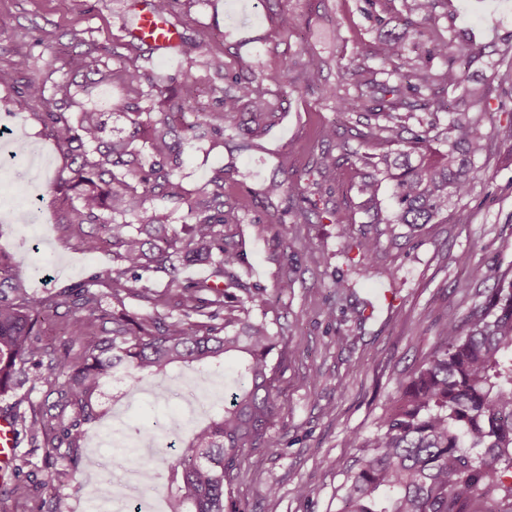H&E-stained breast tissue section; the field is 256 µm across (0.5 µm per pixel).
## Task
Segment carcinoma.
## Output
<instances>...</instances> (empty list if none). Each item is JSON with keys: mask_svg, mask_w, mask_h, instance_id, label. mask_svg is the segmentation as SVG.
Here are the masks:
<instances>
[{"mask_svg": "<svg viewBox=\"0 0 512 512\" xmlns=\"http://www.w3.org/2000/svg\"><path fill=\"white\" fill-rule=\"evenodd\" d=\"M436 4L410 0L407 8L426 23ZM461 48L440 36L433 39L429 55L446 61ZM179 51L192 65L200 45L184 35ZM378 54L395 63V82L379 81L353 62L339 63L341 82L355 87L356 97L341 94L334 85L322 84L320 91L340 115L375 103L364 113L368 135L402 149L376 161L357 152L346 160L369 165L393 182L397 209L386 219L374 213L373 223L414 230L435 223L469 195L473 158L488 142L504 136L512 158V129L503 135L484 123L481 113L488 112L490 92L470 91L469 111L451 113L441 129L448 151L438 159L428 157L424 148L448 102L434 101L433 119L418 121L406 139L403 132L417 107L411 97L437 82L455 88L461 76L451 65L432 72L419 59L405 56L395 41ZM204 65L218 82L216 112L196 107V83L186 72L179 78L160 77L128 66L125 56L105 46L69 54L64 61L69 73L92 84L119 81L127 87L122 111L130 130L115 138L106 135L105 113L96 107L72 111L84 86L73 91L71 84H63L49 95L39 78L17 84L19 97L42 106L41 123L69 160L67 175L53 178L40 199L66 213L65 227L86 252H112V267L39 296L29 292L0 251V413L12 411L9 400L25 384L46 387L39 410L21 422L31 440L65 449L69 465L51 470V479L79 470L96 472L99 461L82 452L81 442L87 425L99 418L96 398L106 381L119 373L134 391L150 378L163 397L169 392L167 368L194 364L205 370L233 359L234 379L224 392L222 412L195 428L178 456L167 457L153 429L138 432L139 442L152 445L149 459L136 448H124L119 456L140 465H164L171 512H244L231 497L234 471L247 449L278 446L269 428L278 409L271 354L279 336L266 315H253L264 311L267 293L242 280L234 234L224 232V226L237 223L239 209L224 192V171L192 192L180 169L191 140L222 145L231 130L238 149H249L276 122L278 102L262 96L254 80L230 73L223 58L210 56ZM296 66L287 60L260 79L293 85ZM264 194L288 195L296 202L294 223L308 220L311 201L297 182L271 181ZM179 209L187 210L189 223L177 230L166 221L167 211ZM132 216L139 225L128 223ZM353 247L363 277L365 261L377 252L379 240L364 234ZM197 264L208 266L210 274L183 280V270ZM157 274L168 278L161 290L155 287ZM130 298L153 305L154 312L131 315L124 310ZM64 304L70 305L69 336L88 335L91 317L111 324L87 341L76 361L67 348L45 340L41 329V319ZM354 440L363 455L347 477L341 512H512V278L501 277L462 320L443 324L377 430Z\"/></svg>", "mask_w": 512, "mask_h": 512, "instance_id": "obj_1", "label": "carcinoma"}]
</instances>
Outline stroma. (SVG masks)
Instances as JSON below:
<instances>
[{
    "mask_svg": "<svg viewBox=\"0 0 512 512\" xmlns=\"http://www.w3.org/2000/svg\"><path fill=\"white\" fill-rule=\"evenodd\" d=\"M132 0H0V14L11 15V28L0 31V126L14 129L19 144L36 149L49 164L39 183L19 189L16 172L24 155L0 151V250L9 254L16 273L37 292L68 288L91 274L111 267L108 253H85L66 232L60 212L43 208L40 225L19 226L6 209L21 212L29 195L40 194L67 166L66 157L46 136L39 120L41 107L19 102L13 71L18 54L30 61V76L55 85L66 81L64 55L74 50V37L122 48L132 15ZM293 14L297 25L282 31L279 18ZM404 0H179L174 19L193 35L203 55L223 57L227 67L242 76L277 71L288 58L300 63L295 89L280 92L279 121L255 147L236 151L231 146L186 145L183 175L194 189L216 172L224 188L239 202L237 231L243 242V275L252 285L274 293L267 319L283 340L274 352L279 412L270 427L278 444L249 449L234 472L233 497L247 512H340L343 485L360 457L354 439L374 433L397 394L400 382L435 343L449 318H463L469 307L512 271V163L503 155L504 138L489 142L475 160L468 197L446 220L423 225L414 232L390 233L379 225L380 246L367 275H358L347 254L351 239L366 229L367 209L389 217L397 208L389 181L379 180L375 198L357 190L366 166L350 167L343 155L353 150L366 156L383 148L367 138L364 122L337 120L333 104L314 94L313 83L334 79L337 61H355L385 79L390 66L378 56L380 44L399 39L406 51L432 37L463 36L473 52L458 53L454 63L461 75L457 88L436 84L422 99L448 98L463 109L467 89L498 83L505 70L501 49H512V0H439L432 20L418 27L407 23ZM130 64L158 75L190 71L199 87L198 101L215 110L210 74L188 66L183 57H147L131 53ZM335 123L336 139L323 141L321 129ZM326 161L328 176L315 172ZM293 172L307 196L317 205L310 223L294 224L287 196L266 197L262 189L283 171ZM290 223L294 232L287 247L277 246L276 222ZM346 288H337V280ZM373 307L359 322V302ZM230 384V376L176 369L169 393L152 395L151 383L140 392L125 394L121 379L103 388L104 399L123 393L124 433L166 425L162 445L179 454L191 427L183 416L184 397L196 383ZM101 424L85 434V452H99L104 470L79 473L81 492L49 485V451L21 438L17 455L23 464L21 483L0 492V512H36L51 502L57 512H84V492L91 484L121 476L123 463L111 449H96ZM311 490L297 493L298 486Z\"/></svg>",
    "mask_w": 512,
    "mask_h": 512,
    "instance_id": "1",
    "label": "stroma"
}]
</instances>
